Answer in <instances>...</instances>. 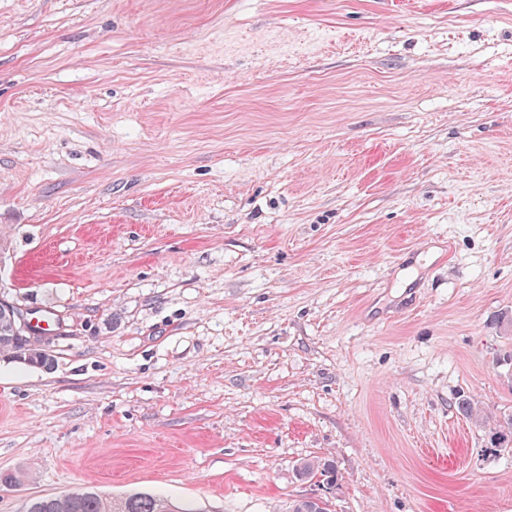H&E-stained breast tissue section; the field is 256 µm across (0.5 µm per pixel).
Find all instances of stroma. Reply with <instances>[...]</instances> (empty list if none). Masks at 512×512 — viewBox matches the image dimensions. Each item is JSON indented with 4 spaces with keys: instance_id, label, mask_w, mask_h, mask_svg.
Returning a JSON list of instances; mask_svg holds the SVG:
<instances>
[{
    "instance_id": "obj_1",
    "label": "stroma",
    "mask_w": 512,
    "mask_h": 512,
    "mask_svg": "<svg viewBox=\"0 0 512 512\" xmlns=\"http://www.w3.org/2000/svg\"><path fill=\"white\" fill-rule=\"evenodd\" d=\"M0 512H512V0H0ZM0 353L10 356L16 361L37 368L49 369L52 365L51 355L45 350H40L42 332L40 329L35 328L32 320H28L27 312L22 308L0 298ZM10 308H14V311ZM16 314V315H15ZM19 321V330L21 335L16 336L15 328L17 326V318ZM29 343L25 345L21 342ZM490 434V444L495 451H512V416L497 421ZM296 476L300 481H314L322 485L333 486L338 481L335 462L329 458L304 460L296 467ZM28 512H192L178 507L167 498L138 493L122 499L108 500L92 491L62 496H44L30 501Z\"/></svg>"
}]
</instances>
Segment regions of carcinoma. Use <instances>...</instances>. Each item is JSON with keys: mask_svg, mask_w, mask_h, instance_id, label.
Instances as JSON below:
<instances>
[{"mask_svg": "<svg viewBox=\"0 0 512 512\" xmlns=\"http://www.w3.org/2000/svg\"><path fill=\"white\" fill-rule=\"evenodd\" d=\"M15 312L0 305V353L37 368H50L51 355L25 345L15 334ZM490 444L499 451H512V416L497 421L490 429ZM301 481H315L333 486L338 481L335 462L329 458L304 460L296 467ZM28 512H192L178 507L168 499L153 494L138 493L122 499L108 500L92 491L62 496H44L30 501ZM291 512H330L328 499L305 497L292 505Z\"/></svg>", "mask_w": 512, "mask_h": 512, "instance_id": "cac0c4a2", "label": "carcinoma"}]
</instances>
